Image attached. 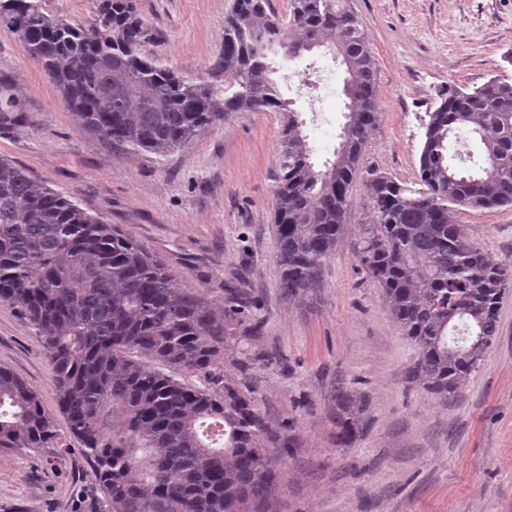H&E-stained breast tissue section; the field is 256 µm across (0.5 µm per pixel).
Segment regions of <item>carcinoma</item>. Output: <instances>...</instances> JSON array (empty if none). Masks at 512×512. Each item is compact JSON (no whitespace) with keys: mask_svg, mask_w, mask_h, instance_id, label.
Returning <instances> with one entry per match:
<instances>
[{"mask_svg":"<svg viewBox=\"0 0 512 512\" xmlns=\"http://www.w3.org/2000/svg\"><path fill=\"white\" fill-rule=\"evenodd\" d=\"M290 20L271 0H234L224 49L210 80L181 76L143 55L150 28L132 0H104L83 30L48 26L37 12L3 21L56 85L89 132L123 156H165L235 112H279L281 161L274 201L280 288L308 295L331 258L352 207L366 140L378 121L377 70L369 41L344 35L352 67L343 160L313 165L298 116L272 78L269 54L312 41L336 42V22L355 14L343 0H289ZM224 78V96L213 81ZM428 113L418 157L419 188L390 177L369 192L372 224L358 251L383 288L405 336L416 344V380L448 397L496 342L498 309L512 268L480 248L452 219L459 208L512 207V82L450 86ZM23 106L0 77V134ZM466 135L483 163L450 156ZM0 301L19 307L47 352L57 406L93 460L105 499L77 512H268L278 480L261 446L265 426L247 376L221 390L197 388L178 372L216 377L233 338L229 308L218 314L180 288L158 260L116 228L82 211L24 168L0 157ZM338 446L357 439L364 408L344 395ZM0 448L59 447L54 419L37 393L0 368Z\"/></svg>","mask_w":512,"mask_h":512,"instance_id":"obj_1","label":"carcinoma"}]
</instances>
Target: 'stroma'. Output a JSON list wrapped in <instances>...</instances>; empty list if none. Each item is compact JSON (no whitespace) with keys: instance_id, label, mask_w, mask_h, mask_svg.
<instances>
[{"instance_id":"obj_1","label":"stroma","mask_w":512,"mask_h":512,"mask_svg":"<svg viewBox=\"0 0 512 512\" xmlns=\"http://www.w3.org/2000/svg\"><path fill=\"white\" fill-rule=\"evenodd\" d=\"M42 12L90 28L101 0H36ZM153 41L144 53L184 76L206 75L224 45L233 0H133ZM372 48L379 119L364 162L414 184L422 121L445 85L512 80V0H350ZM274 79L302 123L316 166L332 160L344 123L343 73L332 54L271 56ZM0 73L24 120L0 135L12 160L87 214L162 261L178 284L224 310L250 300L224 350V375L252 376L280 483L271 512H512V290L477 372L440 398L409 379L419 358L384 292L360 268L367 188L353 206L312 295L280 286L274 224L283 121L238 112L167 156L118 157L62 103L41 66L0 27ZM332 77L329 92L314 82ZM455 220L512 266V207L460 209ZM23 378L53 414L66 452L0 448V512H74L94 484L91 462L59 414L45 350L22 312L0 301V367ZM365 406L362 431L336 445L341 395ZM290 430H283V423Z\"/></svg>"}]
</instances>
